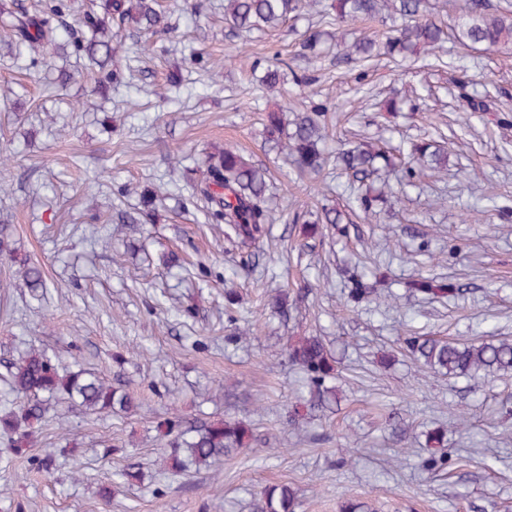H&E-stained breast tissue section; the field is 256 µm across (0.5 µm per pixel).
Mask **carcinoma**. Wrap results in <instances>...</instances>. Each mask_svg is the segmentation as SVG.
Returning <instances> with one entry per match:
<instances>
[{"label": "carcinoma", "mask_w": 512, "mask_h": 512, "mask_svg": "<svg viewBox=\"0 0 512 512\" xmlns=\"http://www.w3.org/2000/svg\"><path fill=\"white\" fill-rule=\"evenodd\" d=\"M314 0H225L224 23L235 33L274 31L288 20L308 14ZM430 0H328L319 11L317 24L331 18L338 23L376 18L392 21L393 36L380 44L369 35L336 40V58L366 62L380 50L389 54L434 55L443 48L447 32L430 17ZM11 18V45L15 50L27 48L41 56V64L51 65V50L63 34L75 56L85 57L105 73L100 84H120V75L109 69L112 42L120 30L129 26L136 34L160 38L169 33L170 22L159 9L158 0H101L98 9L83 11L74 17L65 0H31L27 6L14 5ZM453 37L462 46L484 45L488 48L512 41V4L491 8L490 0H469L468 10L453 29ZM322 32L315 29L304 36L301 55H321ZM289 68L288 62L273 56L260 76L261 85L274 89ZM328 107L320 104L308 111L293 112V119L284 118V111L265 115L264 140L293 157L301 173H320L331 162L347 176V190L355 195L364 218H380L375 211L377 196L374 182L378 179L376 161L383 157L378 145L360 142L351 148L339 147L336 154L324 153L320 144L326 137ZM411 163L405 167L403 180L412 183L425 173V166L434 168L448 164L446 153L429 143H414L409 148ZM204 180L195 185V203L203 205L209 223L224 225V241L233 248L250 246L265 233V225L280 217L270 205L266 169L246 158L231 146L210 153L202 164ZM157 200L143 198L139 217L133 224H154L158 214ZM349 223L347 212L324 206L315 224L308 231L326 224L345 235ZM26 287L36 292L46 287L41 269L23 262ZM347 299L354 303L375 302L381 298L376 284L357 273L345 276ZM407 289L432 299H442L462 292L459 286L437 277H418L407 283ZM404 350L410 359L425 371L448 378L484 380L512 373V339L483 336L475 341L437 336H406ZM288 362L299 366L307 375L310 412L324 410L338 403L336 387L327 380L336 368L335 357L319 336H298L286 347ZM7 380L19 404L0 416V437L7 439L15 454L25 455L31 447V434L25 427L44 417L43 394H62L92 414H116L137 407L134 396L113 386L84 369L77 371L62 366L46 351L32 348L7 369ZM164 443L158 454L172 461V473L189 466L209 468L224 457L250 449L252 428L247 423L222 418L197 419L184 426L164 422ZM300 502L297 491L286 484L260 492L259 512H297Z\"/></svg>", "instance_id": "1"}]
</instances>
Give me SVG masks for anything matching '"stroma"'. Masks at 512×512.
<instances>
[{
    "instance_id": "1",
    "label": "stroma",
    "mask_w": 512,
    "mask_h": 512,
    "mask_svg": "<svg viewBox=\"0 0 512 512\" xmlns=\"http://www.w3.org/2000/svg\"><path fill=\"white\" fill-rule=\"evenodd\" d=\"M177 29L150 50L122 32L115 62L131 76L104 100L100 72L86 59H57L72 79L55 83L29 54L14 55L8 16L0 15V229L13 257L0 255V409L10 406L7 364L29 347L45 348L66 367L126 385L139 406L128 415L84 413L67 400L47 403L31 428L29 456L57 449L51 471L33 468L0 443V512H256L260 490L285 483L302 512H340L345 499L372 512H512V375L479 383L418 370L400 349L412 331L429 336H512V44L492 52L447 43L440 57L360 65L297 54L306 20L280 30L229 36L224 0H160ZM246 48L258 67L273 52L295 75L318 72L314 101L326 103L338 137L370 138L393 149L432 140L448 151L447 171L430 170L399 197L381 198L380 223L356 220L347 237L323 228L304 233L294 215L321 204L348 205L334 166L299 177L290 159L264 143L261 116L304 102L286 78L266 94L248 68L231 63L210 80L194 63ZM470 96L491 95L496 112L463 111L458 76ZM167 89L151 107L149 92ZM90 104L74 111L76 102ZM233 146L266 166L279 221L252 244L245 265L224 234L192 202L198 161ZM163 190L156 224H120L142 195ZM46 280L34 294L20 285L19 259ZM387 270L380 306L348 303L340 270ZM429 274L464 285L457 298L408 295L404 283ZM314 292L290 320L277 316L278 290ZM239 301L226 307L225 289ZM192 304L196 317L183 315ZM244 334L224 341L228 319ZM322 337L338 358L337 410L293 425L288 406L307 395L305 373L288 363L289 337ZM264 406L252 411L253 402ZM467 409L469 428L446 406ZM232 417L250 423L253 453L225 457L218 469L168 478L155 463L157 421ZM446 429L451 459L426 460L442 448L428 431ZM124 447L104 456L102 441ZM130 464L141 467L123 476Z\"/></svg>"
}]
</instances>
